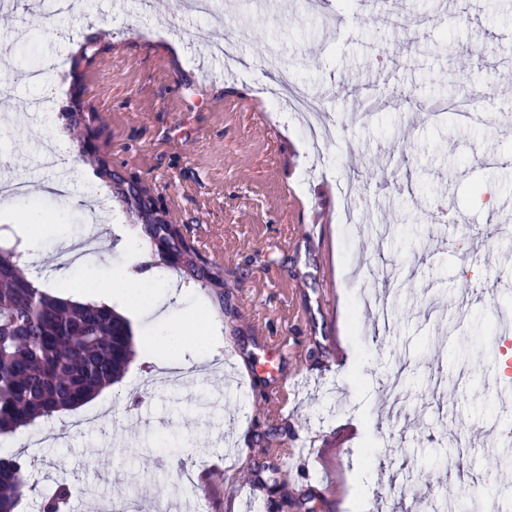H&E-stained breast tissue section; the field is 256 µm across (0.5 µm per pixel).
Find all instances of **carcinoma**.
<instances>
[{
	"label": "carcinoma",
	"mask_w": 512,
	"mask_h": 512,
	"mask_svg": "<svg viewBox=\"0 0 512 512\" xmlns=\"http://www.w3.org/2000/svg\"><path fill=\"white\" fill-rule=\"evenodd\" d=\"M112 194L136 217L133 230L165 265L188 281L223 288L222 271L208 265L168 213L152 206L141 186L104 169ZM19 243L0 242V435L52 419L95 398L123 375L134 357L130 321L111 306L55 295L36 284ZM32 462L0 457V512H18L32 491ZM71 501L60 485L39 512H62Z\"/></svg>",
	"instance_id": "carcinoma-1"
}]
</instances>
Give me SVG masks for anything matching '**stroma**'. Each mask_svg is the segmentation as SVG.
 Instances as JSON below:
<instances>
[{"mask_svg": "<svg viewBox=\"0 0 512 512\" xmlns=\"http://www.w3.org/2000/svg\"><path fill=\"white\" fill-rule=\"evenodd\" d=\"M0 14V50L45 81L8 82L15 119L0 125V153L18 178L46 179L40 148L64 138L75 193L107 189L97 159L138 181L230 283H180L176 299L218 321L223 374L145 386L157 368L144 351L118 382L50 427L59 439L25 449L36 502L59 483L157 512L194 497L207 512L252 501L260 512H338L355 467L374 473L367 512H433L442 494L470 492L480 512H512V465L495 445L512 429V398L497 397L496 367L478 370L491 339L512 321V249L487 228L512 226V0H216L212 14L155 13L138 0L82 14L45 11L33 26L26 0ZM79 35L66 74L53 68L55 32ZM234 44L240 71L208 62ZM445 42L452 52L417 53ZM319 95L336 133L314 161L300 122L281 121L261 89L274 65ZM66 82L64 110L24 102ZM490 87L482 118L452 122L430 105L449 88ZM413 99H406L408 89ZM96 130L78 145L76 104ZM320 173L309 176L311 165ZM360 185L350 217L338 185ZM49 220L41 248L63 263L61 239L89 229L81 207L40 197ZM368 224H397L384 243ZM387 262L403 287L386 298L380 331L361 298L358 270ZM365 357V387L331 373ZM480 381H473L474 371ZM104 413L73 432L74 414ZM375 434L366 448L354 417Z\"/></svg>", "mask_w": 512, "mask_h": 512, "instance_id": "35a3bbf8", "label": "stroma"}]
</instances>
